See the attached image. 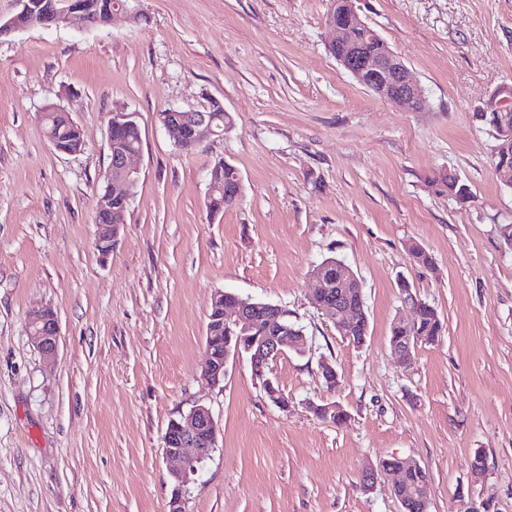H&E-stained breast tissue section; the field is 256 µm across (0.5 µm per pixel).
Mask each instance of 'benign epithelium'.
Masks as SVG:
<instances>
[{
  "mask_svg": "<svg viewBox=\"0 0 512 512\" xmlns=\"http://www.w3.org/2000/svg\"><path fill=\"white\" fill-rule=\"evenodd\" d=\"M20 10L9 20L0 21V37L16 30L32 27L76 26L78 28L93 27L91 14L98 12L102 20L100 25L109 24L114 18L123 14L132 18L137 13L128 3H114L112 0H101L90 4L86 0H54L47 4L44 0H18ZM345 6L338 12L331 11L327 25L334 31L335 38L328 48L340 42L351 45L352 51L344 56H336V61L356 80L375 89L377 96L395 106L409 105L418 111L428 107L424 90L413 78L404 60L393 51L384 55H374L356 44L355 30L366 26L355 6V0H344ZM512 85L504 84L484 99L476 108V119L491 124L495 129V143L491 148V161L512 150ZM159 124L173 139L176 146L181 147L186 141V134H191L195 142L200 143L205 137L216 135L215 118L212 108L191 109L184 114L176 108H168L157 114ZM138 151H115L110 155L107 179L118 176L124 185V194H129L135 185L133 171L129 163ZM318 310L325 313L342 336H347L348 311L342 303L326 309L315 303ZM258 305L242 301L231 311H224V292L214 294L211 310L214 317L210 318L206 341L207 360L201 372V379L216 386L224 381V368L231 352L224 345V337L213 336L211 332L224 330V324L246 328L251 322L253 310ZM28 335L42 354L46 362L54 360L59 344L60 327L57 316L49 310L36 312L28 322ZM303 341L292 342L286 336H268L259 343L256 353L251 356L250 363L256 377L263 380L264 389L269 399L281 410L290 407L288 398L275 389L272 380L267 377L266 370L271 363L283 356L288 350H300ZM217 423L211 411L202 405H196L190 411L173 420L163 436L164 454L175 463L171 471L174 490L169 501V512H184L182 491L189 480V474L197 472V465L210 458L216 448Z\"/></svg>",
  "mask_w": 512,
  "mask_h": 512,
  "instance_id": "7a95c632",
  "label": "benign epithelium"
}]
</instances>
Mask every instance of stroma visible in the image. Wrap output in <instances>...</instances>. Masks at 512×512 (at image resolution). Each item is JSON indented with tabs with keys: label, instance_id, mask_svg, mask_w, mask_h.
Segmentation results:
<instances>
[{
	"label": "stroma",
	"instance_id": "obj_1",
	"mask_svg": "<svg viewBox=\"0 0 512 512\" xmlns=\"http://www.w3.org/2000/svg\"><path fill=\"white\" fill-rule=\"evenodd\" d=\"M355 5L428 111L390 105L339 65L330 0H138L135 19L0 37V512H168L163 436L199 404L219 433L185 512H402L393 474L362 480L392 456L429 473L428 512H512V188L473 117L512 84V0ZM212 98L232 128L176 147L157 113ZM50 102L81 127V152L48 144ZM119 108L142 145L104 258L94 215ZM218 160L237 169L244 197L215 214ZM437 170L471 200L430 188ZM415 246L431 267L414 262ZM331 257L362 283L363 346L311 303V270ZM404 281L444 323L407 367L389 345L393 323L411 317ZM218 291L277 305L304 328L305 352L271 365L289 410L247 356L229 359L219 386L200 380ZM44 307L60 325L50 363L27 335ZM329 402L344 422L314 416L311 404Z\"/></svg>",
	"mask_w": 512,
	"mask_h": 512
}]
</instances>
